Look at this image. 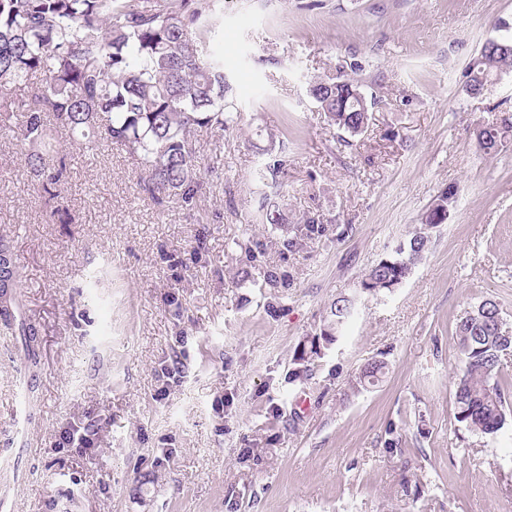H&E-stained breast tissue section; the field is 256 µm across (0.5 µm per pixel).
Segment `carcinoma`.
Wrapping results in <instances>:
<instances>
[{
    "instance_id": "1",
    "label": "carcinoma",
    "mask_w": 512,
    "mask_h": 512,
    "mask_svg": "<svg viewBox=\"0 0 512 512\" xmlns=\"http://www.w3.org/2000/svg\"><path fill=\"white\" fill-rule=\"evenodd\" d=\"M215 0H0V135H18L31 151L25 162L45 193L67 172L56 134L94 132L124 149L141 170L140 189L154 202L177 199L193 210L204 185L196 132L224 136L238 119L224 77V61L209 50ZM492 52L482 47L469 70V92L478 76L512 70V32ZM310 95L340 128L362 132L372 108L358 82L315 81ZM423 224L393 254L372 266L362 286L389 292L409 275L430 245ZM17 272L0 245V292ZM456 323L461 376L454 419L467 430L494 435L508 425L501 357L512 334L498 327L496 301L480 303ZM354 305L332 302L320 328L329 345L353 317ZM385 363L374 361L359 383L372 384Z\"/></svg>"
}]
</instances>
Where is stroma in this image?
<instances>
[{
    "mask_svg": "<svg viewBox=\"0 0 512 512\" xmlns=\"http://www.w3.org/2000/svg\"><path fill=\"white\" fill-rule=\"evenodd\" d=\"M218 17L239 119L222 152L199 136L194 211L155 204L121 147L66 131L49 201L27 143L0 137V239L37 356L0 323V449L30 413L27 454L0 464L11 512H512V425L489 436L454 420L457 321L492 299L512 324V143L476 140L512 115V71L466 89L512 0H220ZM343 76L376 101L355 136L309 93ZM280 157L285 170L256 179ZM448 188L457 203L423 260L393 291L363 292ZM55 203L67 216L50 223ZM312 216L324 230L309 237ZM341 296L354 319L295 378ZM378 360L379 380L359 385ZM164 365L179 380L160 400ZM75 427L96 446L57 447Z\"/></svg>",
    "mask_w": 512,
    "mask_h": 512,
    "instance_id": "1",
    "label": "stroma"
}]
</instances>
